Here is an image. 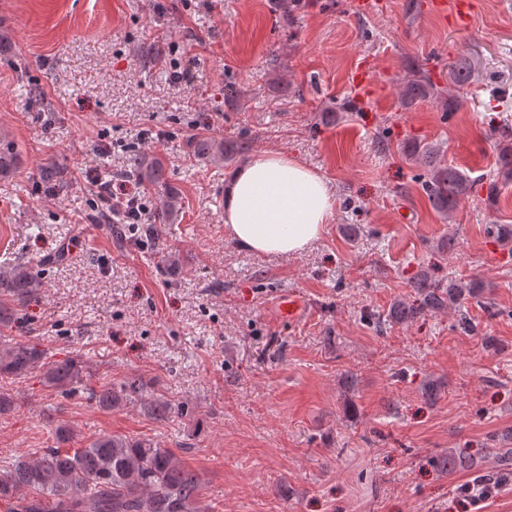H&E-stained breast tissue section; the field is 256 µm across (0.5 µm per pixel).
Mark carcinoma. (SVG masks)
<instances>
[{
  "label": "carcinoma",
  "instance_id": "carcinoma-1",
  "mask_svg": "<svg viewBox=\"0 0 512 512\" xmlns=\"http://www.w3.org/2000/svg\"><path fill=\"white\" fill-rule=\"evenodd\" d=\"M453 84L466 86L479 76L476 63L468 57L454 61L449 68ZM443 99L445 111L455 112L458 100L448 95L431 78L419 73L403 93L407 106L428 97ZM194 159L222 164L224 159L247 151L244 144L225 146L207 136L189 140ZM19 152L8 141L0 140V178L12 176L19 168ZM164 163L157 157L133 153L128 158L125 176L147 187L164 184ZM497 176L512 181V143L498 147ZM38 181L48 192L64 187L62 168L51 162L40 167ZM473 180L457 168L429 166L423 189L432 205L444 214L454 211L460 199L468 196ZM178 211L177 197L166 194L153 223L171 224ZM43 286L40 275L28 263H6L0 267V324L25 323L27 302ZM413 304L395 302L377 323L402 322L424 312L459 307L469 299H479L482 287L476 281L451 280L446 286H432L422 279L415 285ZM37 375L44 387L61 393L82 392L98 409L109 412L124 403L140 402L154 419L169 421L191 414L184 402H177L151 389L139 375H130L118 383L90 384L91 372L78 355L53 357L41 343L30 340H0V379L21 380ZM70 432L56 430V446L44 448L35 456H18L0 465V502L12 503L9 512H203L200 504L202 479L196 471L180 462L168 448L152 440L123 435H102L86 448H68ZM499 469L491 479L512 480V448H496ZM432 465L442 473L473 466L471 454L455 448L433 458Z\"/></svg>",
  "mask_w": 512,
  "mask_h": 512
}]
</instances>
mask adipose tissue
I'll return each instance as SVG.
<instances>
[{"label": "adipose tissue", "instance_id": "1", "mask_svg": "<svg viewBox=\"0 0 512 512\" xmlns=\"http://www.w3.org/2000/svg\"><path fill=\"white\" fill-rule=\"evenodd\" d=\"M335 195L316 170L282 151H261L229 177L224 224L244 250L296 256L317 241L331 219Z\"/></svg>", "mask_w": 512, "mask_h": 512}]
</instances>
